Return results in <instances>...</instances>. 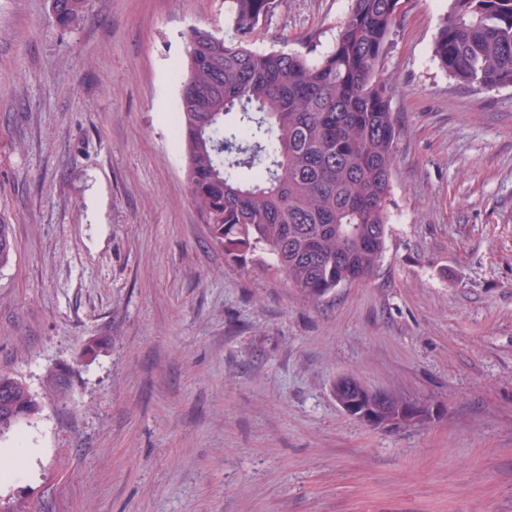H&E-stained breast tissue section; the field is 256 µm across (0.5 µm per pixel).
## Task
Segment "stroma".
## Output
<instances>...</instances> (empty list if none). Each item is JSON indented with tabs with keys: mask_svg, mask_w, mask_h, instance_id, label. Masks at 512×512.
<instances>
[{
	"mask_svg": "<svg viewBox=\"0 0 512 512\" xmlns=\"http://www.w3.org/2000/svg\"><path fill=\"white\" fill-rule=\"evenodd\" d=\"M350 0H284L256 48H327ZM447 0H406L386 249L312 302L234 262L190 201L171 120L223 0H0V372L41 404L0 512H512V87L432 55ZM424 406L377 427L337 378ZM52 15L63 26L78 24L83 17L85 0H51ZM0 219V269L9 266L16 253V239L13 224Z\"/></svg>",
	"mask_w": 512,
	"mask_h": 512,
	"instance_id": "1",
	"label": "stroma"
}]
</instances>
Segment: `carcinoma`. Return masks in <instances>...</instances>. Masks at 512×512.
<instances>
[{
  "instance_id": "obj_1",
  "label": "carcinoma",
  "mask_w": 512,
  "mask_h": 512,
  "mask_svg": "<svg viewBox=\"0 0 512 512\" xmlns=\"http://www.w3.org/2000/svg\"><path fill=\"white\" fill-rule=\"evenodd\" d=\"M51 3L58 24L82 20L85 0ZM282 3L224 0L228 39L187 30L172 131L211 243L233 261L265 253L288 287L319 301L371 275L385 252L399 129L381 64L405 0H351L325 51L254 48ZM433 57L463 85L512 87V0H448ZM15 253L14 226L0 219V269ZM335 394L402 419L398 401L380 404L353 376ZM38 411L24 383L0 373V415L21 423Z\"/></svg>"
}]
</instances>
